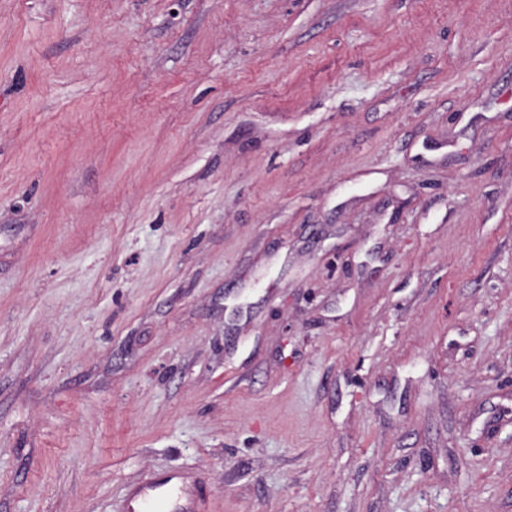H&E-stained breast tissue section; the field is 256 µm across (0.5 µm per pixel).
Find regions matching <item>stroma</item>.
<instances>
[{"instance_id":"obj_1","label":"stroma","mask_w":512,"mask_h":512,"mask_svg":"<svg viewBox=\"0 0 512 512\" xmlns=\"http://www.w3.org/2000/svg\"><path fill=\"white\" fill-rule=\"evenodd\" d=\"M512 512V0H0V512Z\"/></svg>"}]
</instances>
